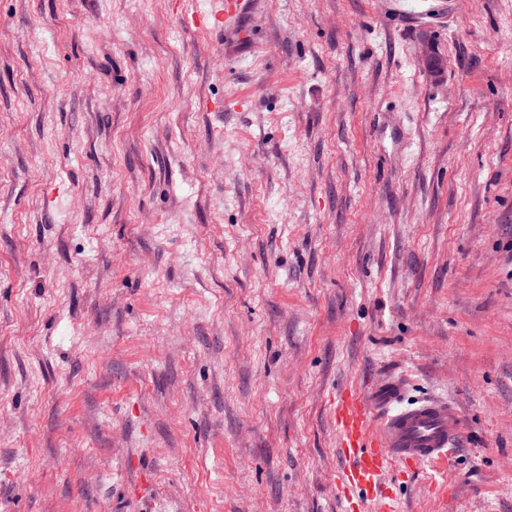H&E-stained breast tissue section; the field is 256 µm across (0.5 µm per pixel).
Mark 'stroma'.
Segmentation results:
<instances>
[{
    "label": "stroma",
    "mask_w": 512,
    "mask_h": 512,
    "mask_svg": "<svg viewBox=\"0 0 512 512\" xmlns=\"http://www.w3.org/2000/svg\"><path fill=\"white\" fill-rule=\"evenodd\" d=\"M214 7L0 0V512H351L367 377L466 421L401 512H512V0ZM258 0H224L206 16L205 23L214 29L224 30L226 37L240 41V33L248 25V17L257 7Z\"/></svg>",
    "instance_id": "1"
}]
</instances>
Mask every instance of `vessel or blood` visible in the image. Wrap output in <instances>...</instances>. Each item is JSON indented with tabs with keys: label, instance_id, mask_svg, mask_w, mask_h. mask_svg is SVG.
<instances>
[{
	"label": "vessel or blood",
	"instance_id": "b4317fda",
	"mask_svg": "<svg viewBox=\"0 0 512 512\" xmlns=\"http://www.w3.org/2000/svg\"><path fill=\"white\" fill-rule=\"evenodd\" d=\"M258 0H219L206 16L212 28L239 39ZM403 382L366 383L341 391L332 408L343 465L337 487L360 512H397L388 477L447 456L463 435L460 410L445 399L405 400Z\"/></svg>",
	"mask_w": 512,
	"mask_h": 512
}]
</instances>
